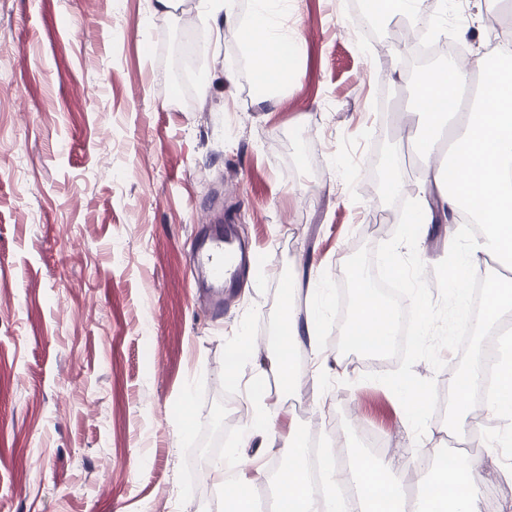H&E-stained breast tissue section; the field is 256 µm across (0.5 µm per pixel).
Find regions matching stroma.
I'll return each mask as SVG.
<instances>
[{
    "label": "stroma",
    "instance_id": "obj_1",
    "mask_svg": "<svg viewBox=\"0 0 512 512\" xmlns=\"http://www.w3.org/2000/svg\"><path fill=\"white\" fill-rule=\"evenodd\" d=\"M0 0V512H220L224 487L196 464L211 444L224 358L269 338L280 287L312 300L360 248L388 240L400 209L367 192L393 112L422 102L389 46L353 19V0H296L297 78L261 99L223 15L205 0ZM490 0H448V41L468 65L490 51ZM234 218L257 261L228 291L222 321L197 286L196 236ZM390 217L369 237L376 216ZM324 349L322 392L272 386L271 428L335 421L350 454L359 431L392 454L446 450L447 415L415 440L393 392L364 380L397 361ZM293 395L302 411L285 406Z\"/></svg>",
    "mask_w": 512,
    "mask_h": 512
}]
</instances>
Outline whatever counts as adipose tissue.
<instances>
[{"instance_id": "ef3b65f1", "label": "adipose tissue", "mask_w": 512, "mask_h": 512, "mask_svg": "<svg viewBox=\"0 0 512 512\" xmlns=\"http://www.w3.org/2000/svg\"><path fill=\"white\" fill-rule=\"evenodd\" d=\"M210 6L224 15L226 40L249 52L254 83L264 88L268 97H275L292 76L285 61L295 43L288 24L289 0H252L249 17L242 24L235 19L237 0H210ZM419 83L431 103L420 120V132L428 137L427 154L447 153V167L454 168L457 177L455 187L450 188L445 167L429 168L428 180L437 194L420 221L430 224L435 213L448 215L453 221L448 228L452 244L460 231L455 221L463 210H471L482 226V236L471 238L468 248L457 255L446 286L454 299L458 330L483 332L512 312L511 276L483 275L485 308L477 317H470L467 300L469 279L482 275L481 256L512 262V47L503 45L483 56L477 72L453 66L433 68L421 73ZM296 300V291H289L288 329L280 333L276 347L264 360L254 359L249 344L243 341L225 359L226 376L233 382L238 381L245 364L254 366L250 395L255 415L244 438H251L255 429L268 422L271 394L264 387L268 370H277L286 386H294L299 376L292 348L303 336L308 337L310 349L318 347L316 314H300ZM477 376V369L468 366L449 381L454 396L453 426L460 433L481 429L470 402ZM277 452L288 473L281 485L282 512H346L342 502L313 497L301 463L304 445L298 428L292 426L280 434ZM224 467L232 472L231 479L224 482L225 512H254L252 459L239 456L226 461ZM483 467V459L472 457L459 459L453 468L438 463L416 512H479ZM356 472L361 483L358 512H402V485L391 463L363 458Z\"/></svg>"}]
</instances>
